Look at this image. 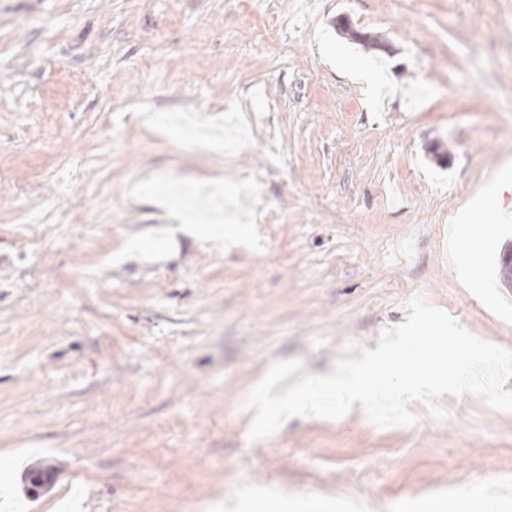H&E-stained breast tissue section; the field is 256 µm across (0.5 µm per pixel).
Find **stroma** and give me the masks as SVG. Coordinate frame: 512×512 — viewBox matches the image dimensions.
Returning <instances> with one entry per match:
<instances>
[{
	"instance_id": "1",
	"label": "stroma",
	"mask_w": 512,
	"mask_h": 512,
	"mask_svg": "<svg viewBox=\"0 0 512 512\" xmlns=\"http://www.w3.org/2000/svg\"><path fill=\"white\" fill-rule=\"evenodd\" d=\"M507 162L512 0H0V512L487 486L512 512V413L475 396L256 441L246 405L276 362L376 349L417 296L512 351V221L486 289L448 257ZM177 212L248 232L173 235Z\"/></svg>"
}]
</instances>
